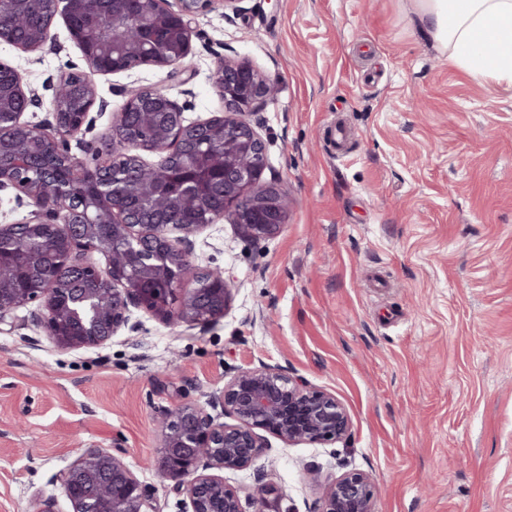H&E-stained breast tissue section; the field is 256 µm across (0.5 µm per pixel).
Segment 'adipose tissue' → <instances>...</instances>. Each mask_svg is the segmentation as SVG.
Instances as JSON below:
<instances>
[{"label":"adipose tissue","instance_id":"adipose-tissue-1","mask_svg":"<svg viewBox=\"0 0 512 512\" xmlns=\"http://www.w3.org/2000/svg\"><path fill=\"white\" fill-rule=\"evenodd\" d=\"M421 31L480 80L512 85V0H414Z\"/></svg>","mask_w":512,"mask_h":512}]
</instances>
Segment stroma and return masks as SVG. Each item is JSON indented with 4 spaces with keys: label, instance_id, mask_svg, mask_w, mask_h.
I'll return each instance as SVG.
<instances>
[{
    "label": "stroma",
    "instance_id": "stroma-1",
    "mask_svg": "<svg viewBox=\"0 0 512 512\" xmlns=\"http://www.w3.org/2000/svg\"><path fill=\"white\" fill-rule=\"evenodd\" d=\"M195 15L196 71H90L63 19L57 47L0 43L42 98L86 75L107 103L91 110L96 144L131 90L165 86L187 120L223 111L211 76L223 59L274 82L248 118L267 146L265 179L288 194L273 238L251 241L223 219L192 236L195 271L220 267L224 317L169 327L131 309L107 345L61 351L32 321L34 305L0 326V512H33L56 475L95 448L122 458L158 512L185 496L147 468L162 417L206 405L238 370L282 367L336 396L347 442L269 446L228 471L246 512L258 485L281 508L315 512L322 484L369 473L375 512H512V86L477 80L423 37L411 0H241ZM343 124L346 158L329 138Z\"/></svg>",
    "mask_w": 512,
    "mask_h": 512
}]
</instances>
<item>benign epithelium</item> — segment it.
Returning a JSON list of instances; mask_svg holds the SVG:
<instances>
[{
	"label": "benign epithelium",
	"instance_id": "benign-epithelium-1",
	"mask_svg": "<svg viewBox=\"0 0 512 512\" xmlns=\"http://www.w3.org/2000/svg\"><path fill=\"white\" fill-rule=\"evenodd\" d=\"M224 9L239 11L241 0H182L183 8L172 12L165 0L152 4L149 22L156 25L171 17L181 20V39L174 49L157 48L148 64L170 67L175 77L192 71L194 31L187 16L209 11L215 2ZM0 11V42L24 52L41 50L53 39L46 28L31 39L17 42L13 24L3 23ZM140 42L112 41V54L120 65L112 73L139 67ZM8 74L7 86L33 106L37 94L28 88L14 67L0 63V76ZM69 76L60 77L51 100V120L34 125L23 119L25 111L12 113L8 129L0 127V190L13 188L23 192L32 207L24 225L31 238L40 236L49 211L56 217V241L64 244L67 267L77 276L95 271V298L75 297V289L64 290L55 281H45L28 291L16 281L0 274V325L28 304H37L36 325L53 346L62 351L97 349L106 345L129 321L130 308H142L167 326L180 323L207 325L224 317L230 302V288L224 271H210L221 280V288H184L192 276L190 236L206 226L229 218L247 239L259 241L275 236L285 223L288 194L275 181L266 182V146L246 119V114L275 92V85L246 62L222 61L213 72L224 112L205 120L189 122L185 107L167 91L151 87L152 95L143 90L131 92L142 111L171 115L174 125L159 135L150 148L117 134L126 124L127 107L112 114L110 132L104 149L98 152L101 162L89 169L70 156L74 174L82 183H100L104 190L96 197L94 209L83 210L69 203L59 189H53L49 162L63 151L59 143L83 134L89 120L73 125L67 120L64 99ZM32 131L39 136L40 173L38 182L27 180L23 171L12 167L8 158L27 148L17 136ZM208 139L213 149L206 156L219 162L224 172V210L213 213L199 224H176L160 211L146 212L134 204L133 185L121 176L104 173L108 152L118 153L134 168L153 174L175 157L180 143ZM160 156L156 163L142 157L143 152ZM89 252L101 254L105 266L86 263ZM157 280L166 285L164 292L144 287ZM233 422L227 423L224 418ZM263 430L288 445L345 442L351 435V421L344 405L335 395L308 384L302 378L285 374L276 366L263 364L237 371L224 387L214 393L207 407L182 403L166 413L160 423L159 451L148 467L173 490L189 501L191 512H244L241 498L224 481V471L249 468L268 447ZM69 512H157L154 498L133 470L119 457L105 449H90L56 477ZM376 487L369 474L350 469L329 481L317 512H375Z\"/></svg>",
	"mask_w": 512,
	"mask_h": 512
}]
</instances>
